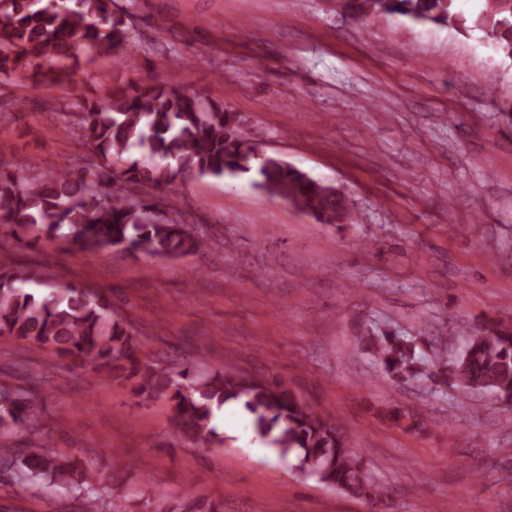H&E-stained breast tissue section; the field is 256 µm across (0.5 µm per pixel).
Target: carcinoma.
Masks as SVG:
<instances>
[{"mask_svg":"<svg viewBox=\"0 0 512 512\" xmlns=\"http://www.w3.org/2000/svg\"><path fill=\"white\" fill-rule=\"evenodd\" d=\"M354 17L402 15L414 22L458 31L479 29L512 58V0H485L469 20L455 0H347ZM133 43L130 15L116 0H0V74H19L33 88L66 83L94 58L123 55ZM88 165L33 176L0 170V226L21 248L61 237L86 252L120 248L131 254L183 258L208 247L205 236L187 229L181 214L150 200L158 190L187 177L249 173L252 184L283 199L322 224L351 218L349 197L336 186L268 154L249 142L235 113L168 83L113 90L108 103L86 102L79 115ZM42 284L38 293L28 285ZM467 332L450 359L427 358L420 336L370 330L359 346L372 355L384 380L395 388L429 380L465 397L489 393L512 406V327L498 323ZM51 349L88 362L101 379L131 381L138 394L163 398L179 434L191 444L224 445L211 425L213 409L241 400L255 430L280 456L293 457L305 476L365 501L370 512H389L388 496L371 481L348 447L335 411L316 410L278 377L257 379L236 371H163L140 358L137 343L99 294L42 280V274L0 250V337ZM42 399L35 390L0 388V434L24 425L33 439L19 456L0 454L4 471L38 488H63L83 500L84 512H102L105 488L95 470L60 453L42 427ZM381 414L409 430L421 420L389 406ZM157 512H221L203 499L160 495Z\"/></svg>","mask_w":512,"mask_h":512,"instance_id":"carcinoma-1","label":"carcinoma"}]
</instances>
